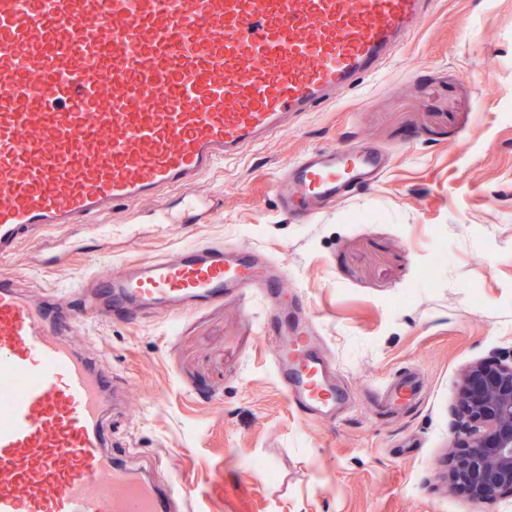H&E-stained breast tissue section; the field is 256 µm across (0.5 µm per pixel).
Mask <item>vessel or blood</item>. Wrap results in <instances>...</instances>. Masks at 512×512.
I'll use <instances>...</instances> for the list:
<instances>
[{
  "label": "vessel or blood",
  "mask_w": 512,
  "mask_h": 512,
  "mask_svg": "<svg viewBox=\"0 0 512 512\" xmlns=\"http://www.w3.org/2000/svg\"><path fill=\"white\" fill-rule=\"evenodd\" d=\"M435 0H0V259L23 241L81 246L47 228L90 224L120 206L175 194L150 224L211 210L195 192L219 163L286 133L377 75ZM387 169L357 144L316 149L275 184L278 208L312 222ZM283 264L248 245L194 244L91 276L69 307L26 297L0 272V512H182L175 485L132 471L108 449L112 374L69 343L82 321H132L259 294L277 318L274 372L307 417L349 400L307 312L282 316ZM407 370L375 398L395 413L419 401Z\"/></svg>",
  "instance_id": "b4317fda"
}]
</instances>
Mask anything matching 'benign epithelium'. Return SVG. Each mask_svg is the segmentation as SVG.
Returning <instances> with one entry per match:
<instances>
[{
    "label": "benign epithelium",
    "mask_w": 512,
    "mask_h": 512,
    "mask_svg": "<svg viewBox=\"0 0 512 512\" xmlns=\"http://www.w3.org/2000/svg\"><path fill=\"white\" fill-rule=\"evenodd\" d=\"M455 410L450 480L472 498L491 501L512 490V355L493 354L467 367Z\"/></svg>",
    "instance_id": "benign-epithelium-1"
}]
</instances>
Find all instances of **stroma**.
I'll return each mask as SVG.
<instances>
[{
    "label": "stroma",
    "instance_id": "35a3bbf8",
    "mask_svg": "<svg viewBox=\"0 0 512 512\" xmlns=\"http://www.w3.org/2000/svg\"><path fill=\"white\" fill-rule=\"evenodd\" d=\"M356 143L390 156L386 173L312 223L276 204L274 180L302 153ZM215 216L150 224L96 241L59 227L82 253L44 266L24 242L0 270L60 303L89 271L122 269L180 247L247 244L283 261L289 302H304L353 399L327 424L287 398L273 370L260 297L69 337L125 382L108 427L130 468L164 459L159 481L192 512H512V492L474 500L448 485L460 375L512 353V0H436L370 85L308 113L287 133L205 175ZM411 366L419 405L382 414L373 390Z\"/></svg>",
    "mask_w": 512,
    "mask_h": 512
}]
</instances>
